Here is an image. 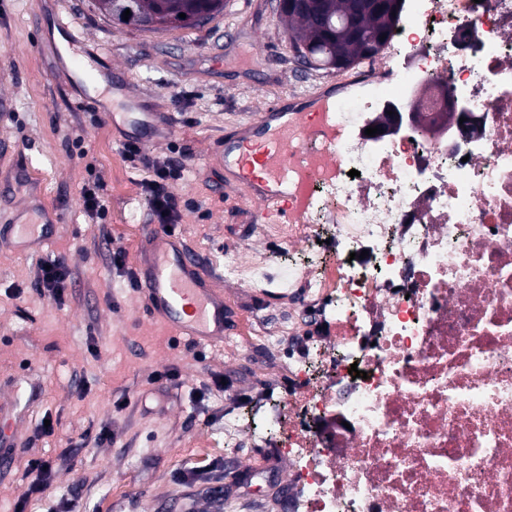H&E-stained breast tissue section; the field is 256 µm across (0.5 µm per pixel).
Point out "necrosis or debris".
I'll use <instances>...</instances> for the list:
<instances>
[{
	"mask_svg": "<svg viewBox=\"0 0 512 512\" xmlns=\"http://www.w3.org/2000/svg\"><path fill=\"white\" fill-rule=\"evenodd\" d=\"M405 4L394 65L363 59L359 111L328 115L335 167L297 222L265 227L301 259L226 267L326 327L275 334L300 385L265 438L288 512H512V0Z\"/></svg>",
	"mask_w": 512,
	"mask_h": 512,
	"instance_id": "4bbe7bcc",
	"label": "necrosis or debris"
}]
</instances>
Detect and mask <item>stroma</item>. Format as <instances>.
I'll use <instances>...</instances> for the list:
<instances>
[{
  "label": "stroma",
  "mask_w": 512,
  "mask_h": 512,
  "mask_svg": "<svg viewBox=\"0 0 512 512\" xmlns=\"http://www.w3.org/2000/svg\"><path fill=\"white\" fill-rule=\"evenodd\" d=\"M61 12L83 34L79 50L95 59L113 110L56 54ZM342 76L297 61L276 0H230L200 27L156 34L105 20L88 0H0V173L38 171L0 194V225L34 204L63 217L40 252L0 246V405L14 427L13 448L0 447V512H273L266 496L288 464L268 465L269 449L250 438L292 386L287 346L263 335L288 305L224 265L253 251L275 267L288 254L216 155L268 104L308 111L341 98ZM131 138L155 161L182 152L192 167L175 189L173 233L224 296L232 326L222 342L176 335L136 295L130 274L159 220L143 172L123 157ZM94 180L107 201L100 219L83 206ZM58 259L70 273L59 302L36 288L42 265ZM235 416L242 433L228 442L224 421ZM47 420L53 433L42 431ZM105 428L111 440L100 439ZM34 458L54 473L32 497Z\"/></svg>",
  "instance_id": "35a3bbf8"
}]
</instances>
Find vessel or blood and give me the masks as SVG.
<instances>
[{"mask_svg":"<svg viewBox=\"0 0 512 512\" xmlns=\"http://www.w3.org/2000/svg\"><path fill=\"white\" fill-rule=\"evenodd\" d=\"M336 133L326 119L280 112L268 106L250 121L240 140L225 145L221 165H234L251 184L259 216L277 224L297 219L306 185L323 173ZM61 223L46 214L40 225H0V244L18 249L36 247L53 238ZM133 286L152 317L196 342L223 340L224 298L211 286L200 264L181 249L172 234L150 230L148 247L134 272Z\"/></svg>","mask_w":512,"mask_h":512,"instance_id":"obj_1","label":"vessel or blood"}]
</instances>
